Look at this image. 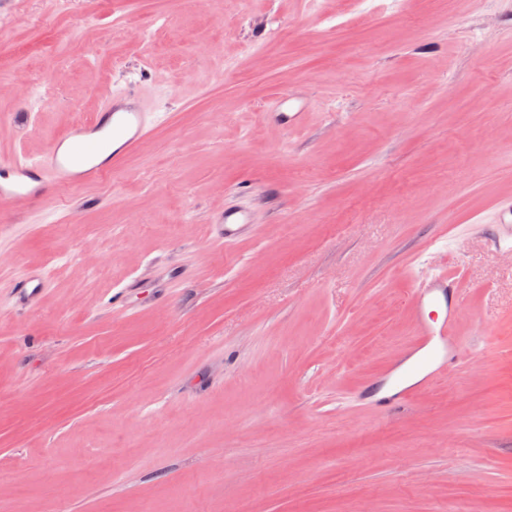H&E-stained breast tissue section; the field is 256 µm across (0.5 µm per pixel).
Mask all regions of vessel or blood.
I'll list each match as a JSON object with an SVG mask.
<instances>
[{
    "label": "vessel or blood",
    "mask_w": 512,
    "mask_h": 512,
    "mask_svg": "<svg viewBox=\"0 0 512 512\" xmlns=\"http://www.w3.org/2000/svg\"><path fill=\"white\" fill-rule=\"evenodd\" d=\"M275 104L269 120L287 130L303 125L305 114L289 95L279 94ZM152 125L137 90L105 92L100 112L68 134L66 142H55L33 161L0 162V205L46 202L75 187L104 182L149 135ZM495 207L498 221L491 227L489 244L494 251L512 257V196L500 198ZM252 223L250 210L238 205L225 206L215 219L219 235L228 243L243 238ZM43 283L42 273L30 272L15 284L12 296L22 304L35 305ZM411 311L418 329L413 351L420 354L424 372L414 377L404 357L388 367L381 382L391 388L387 400L392 405L405 403L456 359L455 329L464 312V290L445 270L420 276Z\"/></svg>",
    "instance_id": "1"
}]
</instances>
